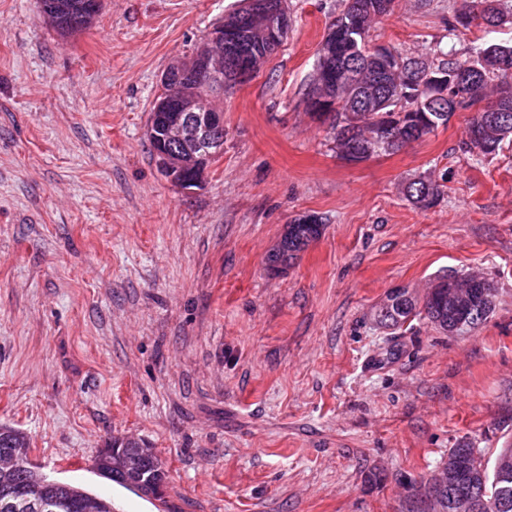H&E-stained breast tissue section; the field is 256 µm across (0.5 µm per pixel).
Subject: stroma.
<instances>
[{"label":"stroma","instance_id":"1","mask_svg":"<svg viewBox=\"0 0 512 512\" xmlns=\"http://www.w3.org/2000/svg\"><path fill=\"white\" fill-rule=\"evenodd\" d=\"M236 0H102L60 36L39 0H0V423L49 478L122 512H413L468 438L512 439V145L462 149L468 113L353 163L306 110L341 0H288L287 39L216 99L224 149L185 192L146 134L160 76ZM461 0H397L372 44L468 58L512 24L455 28ZM442 194L420 208L418 178ZM320 239L278 278L304 214ZM478 275L495 309L448 335L374 315L396 287ZM154 448L161 497L100 477L112 436ZM404 191L408 200L419 207L434 205L441 196L439 184L425 178H419L409 183ZM312 217L307 220L308 223L303 221L304 217ZM294 224H288L283 234L281 235L278 242L272 247L270 253L276 251L280 245L284 235L288 234V237L284 238L282 251L275 255H268L266 263L268 262H279L285 265H292L300 255V252L306 248L307 242L302 241V238L307 240H313L316 242L322 235L323 232V221L322 217L316 215H303L293 221ZM290 226V230H288ZM273 265L269 268V272L272 276L279 277L288 271V267L285 265Z\"/></svg>","mask_w":512,"mask_h":512}]
</instances>
